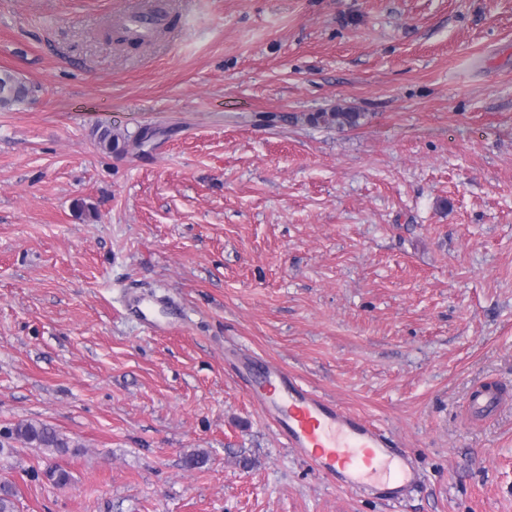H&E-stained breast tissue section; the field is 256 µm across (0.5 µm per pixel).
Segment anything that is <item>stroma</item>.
<instances>
[{"instance_id": "1", "label": "stroma", "mask_w": 512, "mask_h": 512, "mask_svg": "<svg viewBox=\"0 0 512 512\" xmlns=\"http://www.w3.org/2000/svg\"><path fill=\"white\" fill-rule=\"evenodd\" d=\"M139 2L0 0V70L35 90L0 109V432L72 442L0 459L20 512H512V0H163L108 42ZM337 108L359 125L310 120ZM253 359L422 483L313 471ZM161 22V15L155 5L154 8L135 11L126 16L125 24L127 34L134 39L144 42L150 40ZM127 306L130 311H134L140 315L144 326L153 334H165L172 328V324L169 320H160L153 315L154 305L146 303L144 299L140 297L129 299ZM0 439V457H10L17 448L12 444L19 441L33 448H43L50 453L66 452L70 442L66 436L49 424L19 423Z\"/></svg>"}]
</instances>
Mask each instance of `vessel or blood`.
Instances as JSON below:
<instances>
[{
  "label": "vessel or blood",
  "instance_id": "b4317fda",
  "mask_svg": "<svg viewBox=\"0 0 512 512\" xmlns=\"http://www.w3.org/2000/svg\"><path fill=\"white\" fill-rule=\"evenodd\" d=\"M160 22L155 8L125 19L128 35L142 41L154 36ZM127 305L149 332L161 335L171 329V322L155 317L152 304L144 299H130ZM246 378L250 396L280 436L322 476L367 493L391 487L394 501L403 499L408 486L419 483L420 473L407 455L390 448L376 426L301 385L281 366L267 363L261 370L248 371Z\"/></svg>",
  "mask_w": 512,
  "mask_h": 512
}]
</instances>
